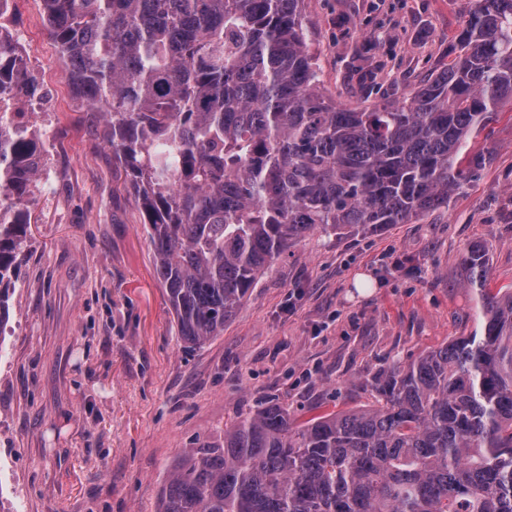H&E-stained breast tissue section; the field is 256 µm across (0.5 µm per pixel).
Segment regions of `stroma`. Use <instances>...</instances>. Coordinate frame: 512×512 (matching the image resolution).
Masks as SVG:
<instances>
[{
  "label": "stroma",
  "mask_w": 512,
  "mask_h": 512,
  "mask_svg": "<svg viewBox=\"0 0 512 512\" xmlns=\"http://www.w3.org/2000/svg\"><path fill=\"white\" fill-rule=\"evenodd\" d=\"M471 0H304L323 92L384 103L447 66ZM39 83L45 163L0 332V512H157L171 467L236 411L302 419L371 401L393 362L472 335V243L512 289V105L469 143L486 165L447 205L367 233L310 232L250 289L222 335L186 348L130 179L71 88L40 0L0 23Z\"/></svg>",
  "instance_id": "1"
}]
</instances>
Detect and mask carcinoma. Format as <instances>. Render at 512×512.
Returning a JSON list of instances; mask_svg holds the SVG:
<instances>
[{
    "label": "carcinoma",
    "mask_w": 512,
    "mask_h": 512,
    "mask_svg": "<svg viewBox=\"0 0 512 512\" xmlns=\"http://www.w3.org/2000/svg\"><path fill=\"white\" fill-rule=\"evenodd\" d=\"M80 96L147 217L189 347L321 229L406 224L482 167L469 140L512 99V0H472L448 67L393 102L320 91L303 0H42ZM0 32V328L42 155L8 116L37 98ZM480 333L374 377V402L300 422L272 401L175 462L160 512H512V292L464 254Z\"/></svg>",
    "instance_id": "carcinoma-1"
}]
</instances>
